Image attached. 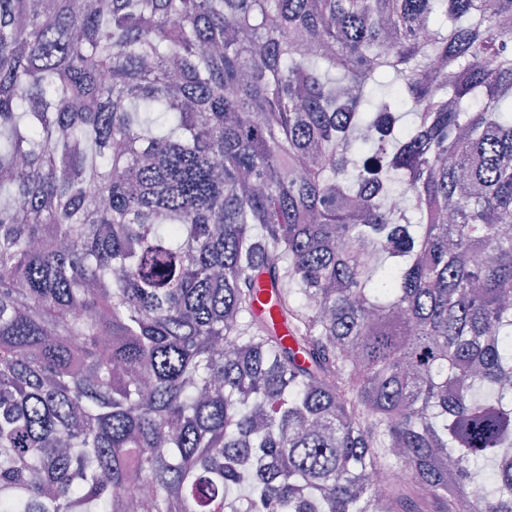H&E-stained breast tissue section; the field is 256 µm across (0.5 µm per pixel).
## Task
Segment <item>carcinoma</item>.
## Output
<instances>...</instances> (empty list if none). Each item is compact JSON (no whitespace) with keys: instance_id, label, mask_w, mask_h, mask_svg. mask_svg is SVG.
<instances>
[{"instance_id":"carcinoma-1","label":"carcinoma","mask_w":512,"mask_h":512,"mask_svg":"<svg viewBox=\"0 0 512 512\" xmlns=\"http://www.w3.org/2000/svg\"><path fill=\"white\" fill-rule=\"evenodd\" d=\"M510 44L0 0V512H512Z\"/></svg>"}]
</instances>
